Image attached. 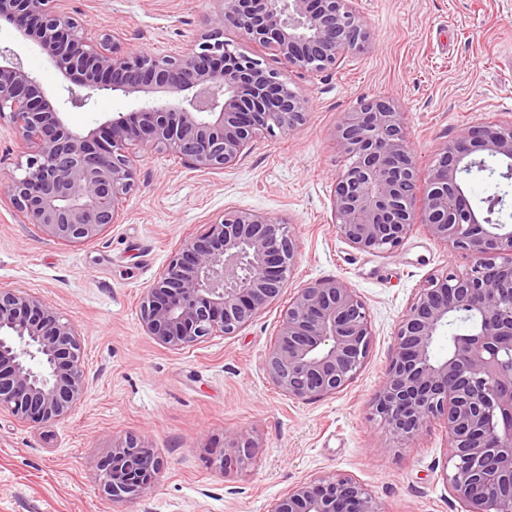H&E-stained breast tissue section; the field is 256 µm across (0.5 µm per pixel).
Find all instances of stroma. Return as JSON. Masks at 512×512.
I'll list each match as a JSON object with an SVG mask.
<instances>
[{"label": "stroma", "mask_w": 512, "mask_h": 512, "mask_svg": "<svg viewBox=\"0 0 512 512\" xmlns=\"http://www.w3.org/2000/svg\"><path fill=\"white\" fill-rule=\"evenodd\" d=\"M371 40L336 69L290 72L309 97L305 125L266 137L237 164L193 170L160 152L142 154L136 185L118 218L77 245L20 223L6 193L20 162L8 125L0 126V286L22 288L77 328L89 386L66 420L28 425L0 415V512H272L296 484L343 473L386 512H464L441 474L448 457L439 424L414 444L386 448L372 399L386 378L394 330L412 294L448 268L465 272L416 226L394 252L362 253L336 235L331 191L346 164L335 145L342 113L373 98L403 112L420 168L438 148L477 122L512 120V0H352ZM88 37L110 33L123 47L158 56L189 48L219 0H58ZM0 47L14 49L48 95L65 79L33 40L0 20ZM139 98L95 94L68 109L74 129L130 113ZM228 207L256 210L288 224L299 249L280 296L235 336H212L172 350L139 322L142 291L171 253ZM344 279L369 306L373 342L358 376L320 401L289 397L266 358L296 288ZM244 432L253 445L231 447ZM136 435L162 466L152 487L123 502L103 497L95 468L114 444Z\"/></svg>", "instance_id": "1"}]
</instances>
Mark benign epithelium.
<instances>
[{
  "label": "benign epithelium",
  "mask_w": 512,
  "mask_h": 512,
  "mask_svg": "<svg viewBox=\"0 0 512 512\" xmlns=\"http://www.w3.org/2000/svg\"><path fill=\"white\" fill-rule=\"evenodd\" d=\"M55 0H0V19L28 29L70 81L66 102L94 94L160 91L132 113L88 132L69 128L37 79L10 49H0V120L25 161L6 191L47 238L81 243L115 223L135 186V150L167 152L193 169H223L264 135L290 136L305 123L308 98L279 71L229 47L234 28L266 46L290 71L336 67L367 42L349 0H222L190 48L172 56L129 53L112 34L88 38ZM336 141L350 159L333 180L331 223L361 252L399 249L416 221L450 251L468 256L466 272L448 269L415 290L394 333L374 415L396 446L412 444L431 423L448 432L450 494L464 512H512V225L491 214L502 197L476 212L459 175L485 151L512 161V122L475 123L444 143L420 183L403 113L374 99L343 113ZM290 227L266 214L224 210L185 239L145 289L139 321L174 350L210 336L239 333L278 298L295 271ZM471 315L475 330L433 348L453 318ZM369 307L345 280L329 277L297 289L281 315L266 367L288 396L331 397L362 369L372 344ZM88 377L78 331L26 290L0 287V413L24 423L54 424L82 401ZM161 461L137 436L113 445L97 466L111 500L143 494ZM272 512H385L353 478L336 473L292 487Z\"/></svg>",
  "instance_id": "1"
}]
</instances>
